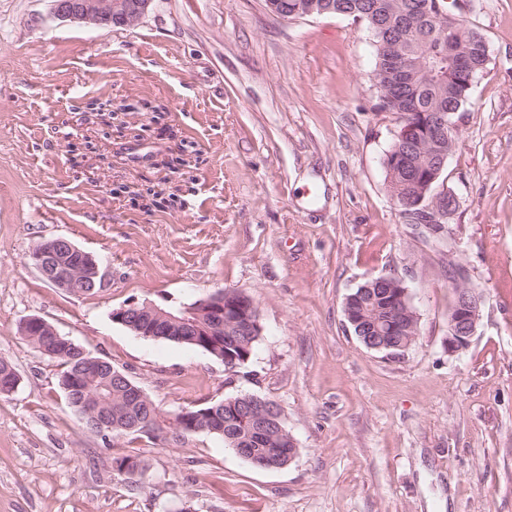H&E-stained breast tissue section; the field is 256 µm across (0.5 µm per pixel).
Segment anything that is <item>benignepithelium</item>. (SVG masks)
I'll use <instances>...</instances> for the list:
<instances>
[{
	"label": "benign epithelium",
	"mask_w": 512,
	"mask_h": 512,
	"mask_svg": "<svg viewBox=\"0 0 512 512\" xmlns=\"http://www.w3.org/2000/svg\"><path fill=\"white\" fill-rule=\"evenodd\" d=\"M154 0H53V14L60 20L82 22L97 27L116 25L130 27L139 22L148 12ZM392 61V74L397 82L411 76V68L405 61L401 50V40L397 39L389 47ZM447 126L445 114L440 112L430 125L428 145L437 148V153L445 155L440 149L441 137ZM445 193L434 194V203L421 209H415L402 202L400 213L409 216L415 222L425 225L430 231L438 233L448 219V207L440 202ZM30 259L40 274L52 286L71 291L82 277L93 278L99 275L98 264L89 253L81 250L64 238H55L39 242L30 252ZM377 296L383 302L384 318L382 323H374L372 336H361L359 341L367 348L384 351L387 339L399 341L398 347L405 350L417 335V314L410 311L409 292L403 281L396 276H381L375 280ZM455 299L448 315V352L458 353L465 349L474 336L481 316L482 297L466 286L465 271L456 269L453 278ZM236 293L226 291L200 300L191 308V312L177 318L152 305L143 308L136 306L121 307L112 311V321L121 323L135 332L137 336H151L162 323L175 327L181 336H207L208 347L220 345L234 348L249 343L261 335V325L256 307L234 300ZM52 336L59 339V333L50 323L39 316H30L23 321L21 334L33 333ZM102 402L92 397L86 401L85 415L89 418L92 431L98 435H109L118 429L127 419L129 411L147 408L146 422L161 427L165 424L176 426L180 414L168 416L161 413L145 397L143 390L133 383H127L124 398L114 406L107 404L104 412H99ZM235 414L241 415L247 432L241 435L226 436L239 455L249 458L256 466L270 469L283 459H293L296 454V442L293 436L282 426V415L278 405L268 399L246 394L231 400ZM223 411L216 408L203 411L201 423L193 428L200 433L222 431ZM263 448L265 452L257 456L254 449Z\"/></svg>",
	"instance_id": "benign-epithelium-1"
}]
</instances>
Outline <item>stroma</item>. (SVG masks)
<instances>
[{"label": "stroma", "instance_id": "stroma-1", "mask_svg": "<svg viewBox=\"0 0 512 512\" xmlns=\"http://www.w3.org/2000/svg\"><path fill=\"white\" fill-rule=\"evenodd\" d=\"M475 21L489 62L454 117L440 182L457 207L433 235L387 189L399 122L378 108L364 22L154 0L137 25L101 29L55 19L51 0H0V359L19 376L0 395V512H512V0H482ZM57 237L96 258V293L30 262ZM453 265L483 301L452 354ZM390 275L418 316L394 358L344 314ZM225 288L262 327L230 371L111 317ZM31 315L166 414L275 402L295 458L262 470L207 433L102 441L22 336ZM129 451L147 461L130 479L112 468Z\"/></svg>", "mask_w": 512, "mask_h": 512}]
</instances>
